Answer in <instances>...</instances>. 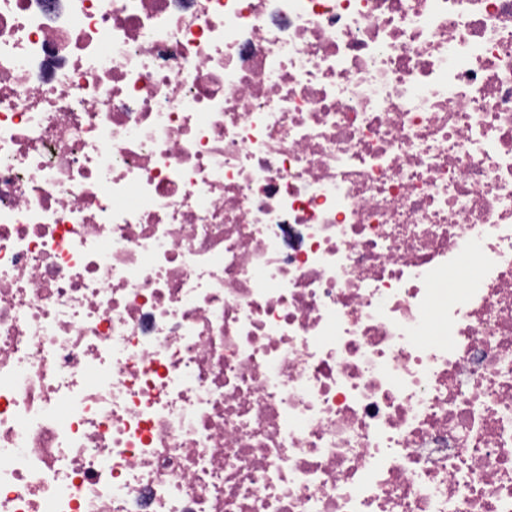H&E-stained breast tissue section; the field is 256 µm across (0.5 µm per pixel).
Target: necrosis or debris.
Segmentation results:
<instances>
[{"instance_id": "obj_1", "label": "necrosis or debris", "mask_w": 512, "mask_h": 512, "mask_svg": "<svg viewBox=\"0 0 512 512\" xmlns=\"http://www.w3.org/2000/svg\"><path fill=\"white\" fill-rule=\"evenodd\" d=\"M0 512H512V0H0Z\"/></svg>"}]
</instances>
